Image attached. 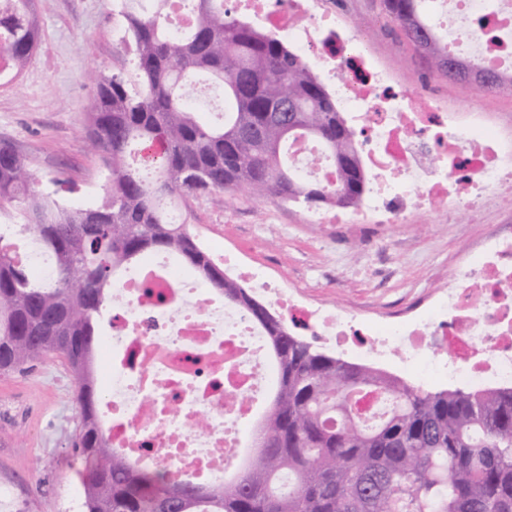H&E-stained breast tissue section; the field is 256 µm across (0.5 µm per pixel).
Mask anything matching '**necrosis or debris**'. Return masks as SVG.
<instances>
[{"mask_svg":"<svg viewBox=\"0 0 512 512\" xmlns=\"http://www.w3.org/2000/svg\"><path fill=\"white\" fill-rule=\"evenodd\" d=\"M426 4L429 19H452L440 29L449 49L512 74V0ZM226 7L293 42L330 77L338 110L356 124L369 176L363 219L471 215L491 199L512 198V133L496 130L486 113L444 112L431 96L404 88L327 0H226ZM217 257L314 335L343 344L362 333L365 354L395 356L420 378L443 368L476 391L512 388V231L477 244L463 274L423 310L372 324L355 311L302 303L231 251ZM112 295L103 421L113 447L144 468L223 480L250 431L255 396L274 383L262 330L190 285L166 256L138 264Z\"/></svg>","mask_w":512,"mask_h":512,"instance_id":"4bbe7bcc","label":"necrosis or debris"}]
</instances>
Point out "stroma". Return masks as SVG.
<instances>
[{"mask_svg":"<svg viewBox=\"0 0 512 512\" xmlns=\"http://www.w3.org/2000/svg\"><path fill=\"white\" fill-rule=\"evenodd\" d=\"M372 51L415 91L451 109L491 113L512 128V91L478 90L428 70L424 59L384 18L379 0H335ZM25 69L0 79V140L22 154L39 190L68 207L95 204L108 170L88 138L86 105L99 73H130L121 43L118 0H50ZM202 247L219 241L306 300L391 313L421 303L460 274L466 245L512 225V201L478 219L435 212L409 224H315L306 206L242 192L197 196L180 207ZM76 380L51 358L0 376V512H84L65 456L78 424Z\"/></svg>","mask_w":512,"mask_h":512,"instance_id":"35a3bbf8","label":"stroma"}]
</instances>
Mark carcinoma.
Wrapping results in <instances>:
<instances>
[{
	"instance_id": "1",
	"label": "carcinoma",
	"mask_w": 512,
	"mask_h": 512,
	"mask_svg": "<svg viewBox=\"0 0 512 512\" xmlns=\"http://www.w3.org/2000/svg\"><path fill=\"white\" fill-rule=\"evenodd\" d=\"M50 0H0V75L30 59ZM191 24L169 20L170 0H122V42L134 70L95 78L87 114L109 185L88 207L35 189L25 159L0 141V215L19 219L54 260L43 279L19 264L0 235V375L63 357L77 382L79 424L70 467L86 512H512V390L429 392L352 364L294 334L216 264L175 206L241 189L309 208L353 207L366 173L336 99L282 40L224 8L193 0ZM382 13L436 72L459 58L424 17V0H380ZM224 93V123L198 121L192 82ZM290 100L293 111H279ZM316 141L336 170L330 187L304 181L288 144ZM147 167L128 157L153 144ZM155 252L179 256L224 301L263 329L276 369L260 446L243 469L205 485L140 468L109 445L90 373L98 316L118 275ZM387 401L374 425L363 409Z\"/></svg>"
}]
</instances>
